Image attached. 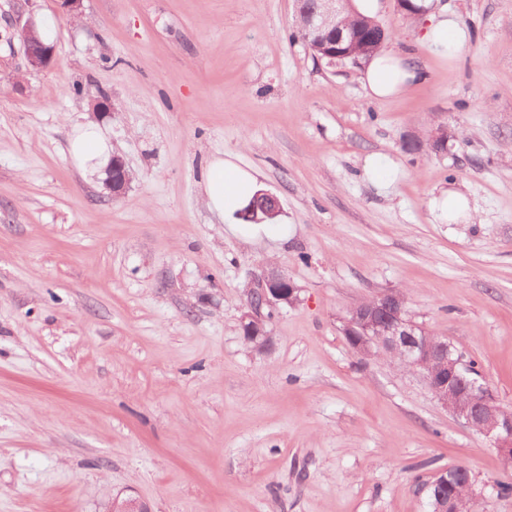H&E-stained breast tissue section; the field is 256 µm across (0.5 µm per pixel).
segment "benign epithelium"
<instances>
[{
    "instance_id": "1",
    "label": "benign epithelium",
    "mask_w": 512,
    "mask_h": 512,
    "mask_svg": "<svg viewBox=\"0 0 512 512\" xmlns=\"http://www.w3.org/2000/svg\"><path fill=\"white\" fill-rule=\"evenodd\" d=\"M343 0H317V6L304 10L303 0H296L297 14L305 27L304 43L319 51L316 60L330 64L341 63L349 56L358 65V57L369 58L374 53V35L359 28L332 24L341 11ZM20 37L29 65L37 70L48 68L54 60V46L40 41L34 32L33 18L20 29ZM132 173L122 155L112 153L106 185L112 196L122 195L129 187ZM280 201L270 193L261 192L253 200L251 211L267 216L279 212ZM298 289L293 282L274 267H264L254 276L247 291L244 311L240 318L243 337L258 349L269 345L265 331L266 312L297 301ZM404 307L399 294L385 291L373 303L361 308L356 317L346 320L343 333L354 336L355 353L373 348L395 354L403 365L419 375L433 398L470 429L488 439L498 452L512 451V413L491 414L497 403L492 390L467 376L468 364L461 354L443 338L431 336L425 329L403 316Z\"/></svg>"
}]
</instances>
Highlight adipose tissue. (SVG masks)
<instances>
[{"label": "adipose tissue", "instance_id": "adipose-tissue-1", "mask_svg": "<svg viewBox=\"0 0 512 512\" xmlns=\"http://www.w3.org/2000/svg\"><path fill=\"white\" fill-rule=\"evenodd\" d=\"M423 25L419 39L431 54L448 57L462 48L465 34L449 17L439 0H413ZM424 74L413 61L387 52L374 57L361 81L371 96L385 98L423 80ZM71 164L88 179L101 176L112 158V146L100 128L93 124L74 126L68 140ZM209 208L220 215L234 214L248 205L257 191L253 174L237 164L215 157L209 160L203 182Z\"/></svg>", "mask_w": 512, "mask_h": 512}]
</instances>
